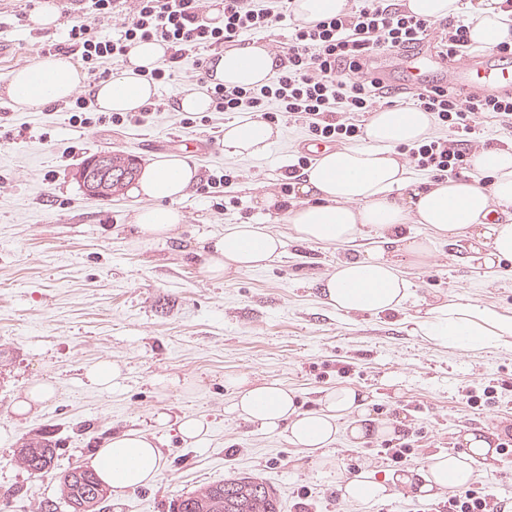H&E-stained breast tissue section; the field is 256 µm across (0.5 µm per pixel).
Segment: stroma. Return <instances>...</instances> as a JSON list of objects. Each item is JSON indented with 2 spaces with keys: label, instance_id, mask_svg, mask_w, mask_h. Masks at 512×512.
<instances>
[{
  "label": "stroma",
  "instance_id": "stroma-1",
  "mask_svg": "<svg viewBox=\"0 0 512 512\" xmlns=\"http://www.w3.org/2000/svg\"><path fill=\"white\" fill-rule=\"evenodd\" d=\"M78 0H61L54 29L20 22L26 0H0V84L13 70L42 57L45 42L62 39ZM170 108L141 126L69 124L59 103L38 108L10 99L0 88V128L28 127L26 139L0 144V507L38 512L59 494V480L87 465L112 435L141 429L165 457L156 483L110 494L104 512H172L186 493L240 474L276 489L281 512H448V497L423 500L397 489L381 502L343 501L336 485L347 476L376 477L395 470L380 438L354 447L341 440L311 453L244 422L234 410L230 378L276 381L296 392L302 408L350 386L366 393L394 439L412 449L404 467H420L457 450L456 435L481 429L504 440L512 427V350L478 352L422 339L412 316L416 301L476 299L512 312V271L493 284L467 264L461 250L438 241L424 257L402 255L415 301L383 316L344 314L325 305L317 281L352 249L294 238L289 212L259 207L279 194L289 165L308 133L279 118L280 137L257 158L226 155L213 129L231 114L211 113L209 125L186 128ZM199 136L194 154L200 180L231 173L227 207L191 190L183 219L158 238L137 231L138 205L123 194L102 199L84 193L75 172L100 151H123L140 164L155 159L148 142ZM264 224L283 237L282 257L269 267L210 278L197 257L201 239L228 224ZM119 368L111 387L89 386L87 367ZM36 382L55 385L54 399L28 414L14 402ZM496 386L495 405H471L464 389ZM200 419L203 442L187 444L157 414ZM42 436L58 448L51 473L30 475L16 460L22 439ZM512 512V456L497 455L472 485Z\"/></svg>",
  "mask_w": 512,
  "mask_h": 512
}]
</instances>
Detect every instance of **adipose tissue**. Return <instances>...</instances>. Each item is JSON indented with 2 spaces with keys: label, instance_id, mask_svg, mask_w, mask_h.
Returning a JSON list of instances; mask_svg holds the SVG:
<instances>
[{
  "label": "adipose tissue",
  "instance_id": "adipose-tissue-1",
  "mask_svg": "<svg viewBox=\"0 0 512 512\" xmlns=\"http://www.w3.org/2000/svg\"><path fill=\"white\" fill-rule=\"evenodd\" d=\"M503 11L485 6L472 15L470 39L474 48L489 51L507 35ZM166 47L159 42L137 44L117 76L100 81L94 101L102 112H136L156 94L145 76L163 62ZM280 60L268 48L247 45L219 54L209 61L210 85L259 87L277 72ZM82 85V75L72 59L48 56L12 71L5 91L29 107L71 98ZM433 119L429 113L386 108L373 112L362 145L323 153L301 172L295 183L299 204L291 210L296 239L303 242L349 245L365 231L380 234L381 241L356 256L338 261L335 270L319 283L325 304L346 314L382 316L405 307L411 284L390 256L392 248L418 257L427 255L434 240L470 241L472 259L487 273L500 272L512 262V148L482 147L470 156L473 176L468 180L446 177L413 181L397 157L395 147L420 143ZM279 136L278 128L247 117L224 126L225 153L258 157ZM191 156H164L141 170L131 191L144 199L133 222L139 231L164 236L182 220L179 203L196 181ZM406 191L403 202L393 191ZM424 224L431 235L414 239L406 235L408 223ZM284 242L261 224H229L223 236L202 244L203 267L210 277L269 266L279 259ZM417 331L441 346L475 352L486 347L512 349V314L476 302L451 298L417 309ZM238 389L235 409L239 416L264 432L286 434L293 446L314 452L329 447L340 435L363 443L386 433L370 416L366 395L340 386L327 392L317 410H299L294 393L275 382L252 384L234 381ZM463 451L433 456L423 470H405L375 479H344L341 497L354 504L386 499L400 486L429 498L445 490L468 486L482 466L495 456L494 437L483 431L461 436ZM101 482L115 492L156 482L163 468L157 441L141 430L113 436L89 460Z\"/></svg>",
  "mask_w": 512,
  "mask_h": 512
}]
</instances>
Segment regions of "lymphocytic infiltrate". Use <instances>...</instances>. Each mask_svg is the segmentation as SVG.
<instances>
[{"label":"lymphocytic infiltrate","instance_id":"obj_1","mask_svg":"<svg viewBox=\"0 0 512 512\" xmlns=\"http://www.w3.org/2000/svg\"><path fill=\"white\" fill-rule=\"evenodd\" d=\"M124 3L130 6V16L120 34L101 35L97 18L112 16ZM286 20L284 0H224V22L219 26L208 19L205 0H86L65 39L48 42L43 51L78 54L88 74L98 80L109 77V62L126 57L138 43L160 41L167 45V56L149 73L152 83L172 82L181 60L193 53V80L197 87L207 88L214 111L257 112L267 120L281 116L304 125L312 139L336 143L361 137L356 116L384 102L374 66L378 56L408 51L434 32L445 58H457L469 46V27L462 19L435 23L413 15L396 0H364L362 7L315 25H294L287 43L277 48L281 67L267 85L208 86V53L239 47L245 35ZM412 104L431 114L440 132L420 144L401 146L400 151L437 179L468 168L469 156L478 146L477 114L490 112L504 125H512V96L489 98L433 83L420 87ZM164 109V103L154 101L137 112H94L81 94L68 111L70 123L86 127L141 125Z\"/></svg>","mask_w":512,"mask_h":512}]
</instances>
